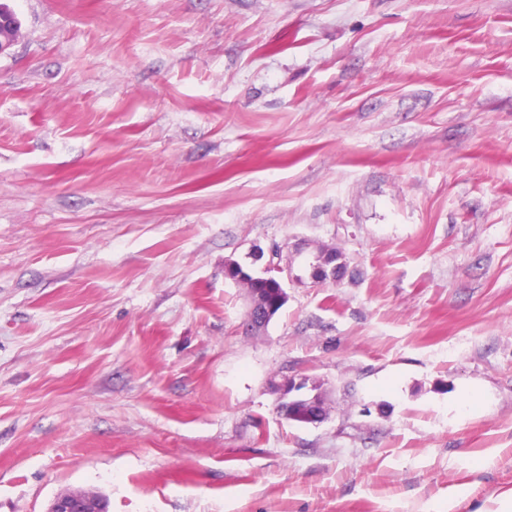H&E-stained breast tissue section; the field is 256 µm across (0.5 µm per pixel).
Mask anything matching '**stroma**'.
<instances>
[{
  "label": "stroma",
  "mask_w": 512,
  "mask_h": 512,
  "mask_svg": "<svg viewBox=\"0 0 512 512\" xmlns=\"http://www.w3.org/2000/svg\"><path fill=\"white\" fill-rule=\"evenodd\" d=\"M6 2L0 512H500L512 0ZM275 245L251 336L224 263ZM275 315L276 311L273 305L258 295H250L246 318L243 321L245 332L253 334L256 329L268 326ZM309 383L310 378L306 376L298 378L288 377V379H284L283 381L276 383L275 388L276 394L278 395L276 406L277 412L288 422H293L288 420V418L293 415L292 413L296 408L303 405L306 406L307 409L305 414L307 423L300 424H315L323 418L324 415L314 397L310 398L306 395V392L303 391L305 389L308 390L312 388L317 382L311 381L310 385ZM103 501L96 494L68 492L57 496L48 512H107Z\"/></svg>",
  "instance_id": "obj_1"
}]
</instances>
